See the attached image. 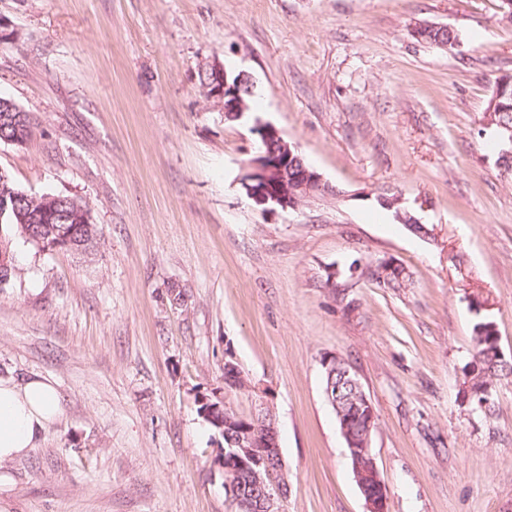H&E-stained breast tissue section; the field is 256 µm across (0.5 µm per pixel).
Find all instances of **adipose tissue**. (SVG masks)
<instances>
[{
  "mask_svg": "<svg viewBox=\"0 0 512 512\" xmlns=\"http://www.w3.org/2000/svg\"><path fill=\"white\" fill-rule=\"evenodd\" d=\"M61 415L50 378L37 376L22 383L0 378V466L36 448L41 434Z\"/></svg>",
  "mask_w": 512,
  "mask_h": 512,
  "instance_id": "ef3b65f1",
  "label": "adipose tissue"
}]
</instances>
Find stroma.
I'll return each instance as SVG.
<instances>
[{
  "label": "stroma",
  "mask_w": 512,
  "mask_h": 512,
  "mask_svg": "<svg viewBox=\"0 0 512 512\" xmlns=\"http://www.w3.org/2000/svg\"><path fill=\"white\" fill-rule=\"evenodd\" d=\"M501 0H0V96L34 116L0 170L86 201L92 255L15 241L0 377L52 379L61 418L6 466L10 512H230L201 395L224 361L269 389L279 512H367L324 394L345 359L376 409L387 512H512V374L465 396L478 316L512 362V172L483 111L512 74ZM447 25L463 44L417 42ZM220 60L251 114L200 92ZM331 191L264 211L240 179L255 120ZM429 229L419 237L380 196ZM411 275L393 290L373 270ZM184 293L181 304L169 286Z\"/></svg>",
  "instance_id": "35a3bbf8"
}]
</instances>
